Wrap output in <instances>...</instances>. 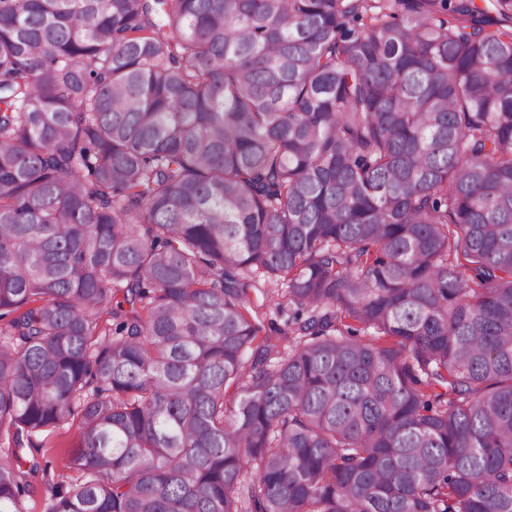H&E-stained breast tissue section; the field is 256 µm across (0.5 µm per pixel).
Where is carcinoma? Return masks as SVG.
Masks as SVG:
<instances>
[{
    "label": "carcinoma",
    "mask_w": 512,
    "mask_h": 512,
    "mask_svg": "<svg viewBox=\"0 0 512 512\" xmlns=\"http://www.w3.org/2000/svg\"><path fill=\"white\" fill-rule=\"evenodd\" d=\"M491 5L0 0V512H512ZM257 287L261 289L263 293H270L271 294V288H281L280 286L277 287L274 284H269L267 282H264L260 279V281L257 284ZM277 292H275L272 295V301L266 302L267 306H265L263 309H261L262 312L266 315L265 325L267 327V330H269L270 322H273L276 326L282 327L284 326L285 322L287 321L288 317L292 314L293 309H290L287 307H284L283 311H279L277 307V302H280L279 297L276 296ZM81 428V415L74 412L63 426L49 429L34 439L36 448H32L30 456L33 455L41 463V468L48 462V469L45 475L40 470L38 475L30 477L32 495L26 498L29 511L43 512L44 500L49 496L53 482L62 479L68 482L78 477V474L67 468V463L69 454L75 449Z\"/></svg>",
    "instance_id": "cac0c4a2"
}]
</instances>
